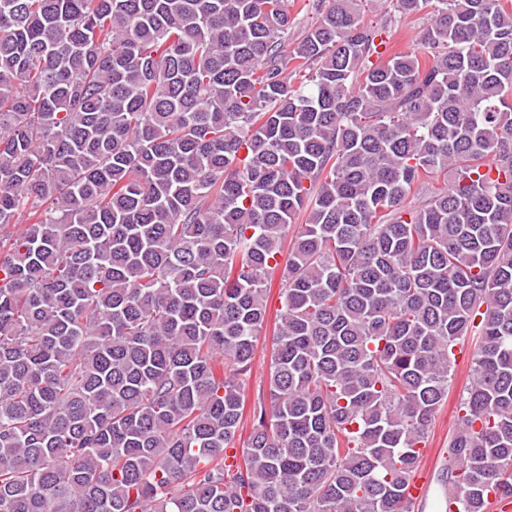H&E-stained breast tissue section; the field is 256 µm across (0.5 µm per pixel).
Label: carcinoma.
I'll return each mask as SVG.
<instances>
[{
    "label": "carcinoma",
    "instance_id": "cac0c4a2",
    "mask_svg": "<svg viewBox=\"0 0 512 512\" xmlns=\"http://www.w3.org/2000/svg\"><path fill=\"white\" fill-rule=\"evenodd\" d=\"M363 2L0 0V512H414L467 338L437 482L512 498V0ZM380 0L367 1L365 5L364 20L367 23L387 21L389 30L392 31L387 56L396 51H409L416 47L418 38L426 24V9L422 14L404 16L398 13L392 2H379ZM272 332L270 328L267 331L266 335V342H263L264 338V331L262 332V337L260 339L257 353L254 359V363L252 365V371L250 374V377L246 381L245 385V395H246V418L244 421V429L242 431L243 433V439H246V436L249 432L250 427V409L252 406V403L256 397V394L259 392V390H265L267 387V376H268V369H269V357H268V344L271 339ZM267 345V350L265 346ZM470 356L464 359L456 356V366L452 375L448 399L437 413L430 438L423 449L421 467L430 470V475L417 470L407 488L408 497L418 508L426 507L441 497L440 490L433 483L431 477L436 482L441 473L443 451L444 448H448V438L456 426L457 408L461 394L471 384Z\"/></svg>",
    "mask_w": 512,
    "mask_h": 512
}]
</instances>
